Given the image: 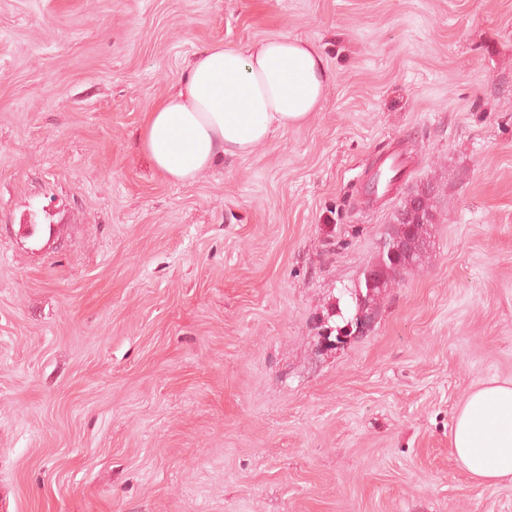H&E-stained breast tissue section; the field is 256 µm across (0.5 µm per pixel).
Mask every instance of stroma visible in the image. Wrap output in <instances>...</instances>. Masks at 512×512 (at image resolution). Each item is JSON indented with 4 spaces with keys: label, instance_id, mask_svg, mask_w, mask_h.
Wrapping results in <instances>:
<instances>
[{
    "label": "stroma",
    "instance_id": "1",
    "mask_svg": "<svg viewBox=\"0 0 512 512\" xmlns=\"http://www.w3.org/2000/svg\"><path fill=\"white\" fill-rule=\"evenodd\" d=\"M280 34L321 54V110L164 180L150 105L211 44ZM426 187L423 262L325 346ZM493 378L512 0H0V512H512L448 447Z\"/></svg>",
    "mask_w": 512,
    "mask_h": 512
}]
</instances>
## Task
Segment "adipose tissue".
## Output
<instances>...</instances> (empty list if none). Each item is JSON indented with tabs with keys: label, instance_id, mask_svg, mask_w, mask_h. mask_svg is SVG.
<instances>
[{
	"label": "adipose tissue",
	"instance_id": "1",
	"mask_svg": "<svg viewBox=\"0 0 512 512\" xmlns=\"http://www.w3.org/2000/svg\"><path fill=\"white\" fill-rule=\"evenodd\" d=\"M330 77L309 43L278 35L195 54L180 86L145 114L141 147L169 183L187 185L224 159L250 154L306 123ZM458 465L485 486L512 482V379L492 380L459 407L449 436Z\"/></svg>",
	"mask_w": 512,
	"mask_h": 512
}]
</instances>
